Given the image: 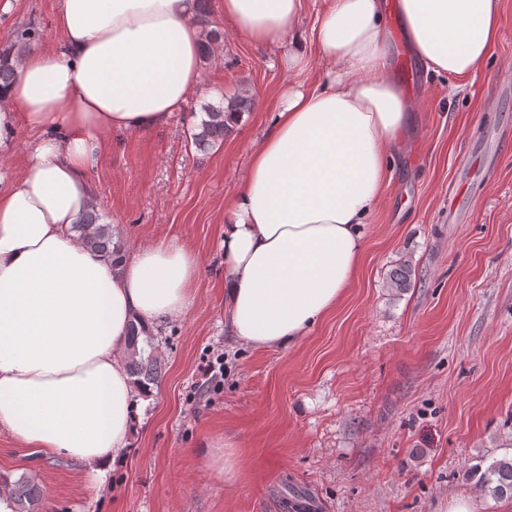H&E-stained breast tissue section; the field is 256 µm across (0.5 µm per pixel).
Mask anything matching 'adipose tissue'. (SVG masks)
<instances>
[{
  "mask_svg": "<svg viewBox=\"0 0 512 512\" xmlns=\"http://www.w3.org/2000/svg\"><path fill=\"white\" fill-rule=\"evenodd\" d=\"M224 0L259 48L287 45L294 80L224 206V313L261 349L296 344L357 273L370 211L405 151L413 102L391 75L384 0ZM197 0H55L50 46L14 62L0 139L24 129L26 173L0 188V426L62 452L98 479L135 431L132 323L155 335L182 318L196 254L166 240L113 262L74 226L97 203L90 175L113 135L184 111L201 81ZM402 34L437 74L475 72L497 42L501 0H399ZM320 64L324 76L308 73Z\"/></svg>",
  "mask_w": 512,
  "mask_h": 512,
  "instance_id": "ef3b65f1",
  "label": "adipose tissue"
}]
</instances>
